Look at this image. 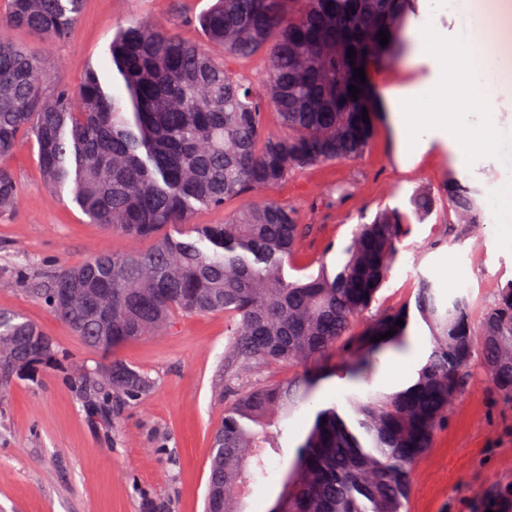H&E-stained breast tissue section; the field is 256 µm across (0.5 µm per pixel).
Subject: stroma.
Here are the masks:
<instances>
[{
    "instance_id": "stroma-1",
    "label": "stroma",
    "mask_w": 512,
    "mask_h": 512,
    "mask_svg": "<svg viewBox=\"0 0 512 512\" xmlns=\"http://www.w3.org/2000/svg\"><path fill=\"white\" fill-rule=\"evenodd\" d=\"M211 0H86L72 34L49 42L15 32L18 44L41 54L56 77L78 88L97 63L117 26L148 17L190 41H199L193 19ZM433 71L413 41L397 61L369 70L376 95L431 81ZM32 144L12 160L20 189L17 211L0 217V312L14 313L54 341L53 365L15 377L0 397V512H204L213 434L224 418V316L176 315L172 328L136 340L115 354L150 382L141 399L113 402L101 421L74 379L75 368L93 371L101 357L54 318L34 284L66 266L131 248L120 234L87 223L68 200L43 182ZM468 179L482 191V220L453 223L447 202L413 225L399 259L371 308L355 321L361 332L377 315L413 304L420 277L449 297L465 298L473 322L493 304L495 290L512 281V239L500 234L501 192L512 188V161L483 158L457 166L447 145L430 140L418 161L402 165L387 113L375 119L366 151L352 160L315 164L265 193L295 209L301 237L284 266L296 280L320 267L336 270L357 224L384 207H406L414 189L442 192L449 178ZM429 330L412 314L407 345L383 352L366 368L368 390L402 388L425 364ZM464 391L449 405L431 448L412 469L406 512H487L486 492L512 482V403L492 386L480 355H473ZM359 383L321 379L310 404L285 422L282 452L245 495L246 512H269L281 478L304 440L316 411L345 406Z\"/></svg>"
}]
</instances>
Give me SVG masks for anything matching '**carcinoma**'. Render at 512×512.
<instances>
[{"instance_id": "carcinoma-1", "label": "carcinoma", "mask_w": 512, "mask_h": 512, "mask_svg": "<svg viewBox=\"0 0 512 512\" xmlns=\"http://www.w3.org/2000/svg\"><path fill=\"white\" fill-rule=\"evenodd\" d=\"M83 6L84 0H6L0 10V215L19 206L11 160L28 140L49 188L90 223L136 243L62 269L33 289L57 320L108 360L92 377L77 374L95 394L144 395L149 381L110 361L112 352L165 333L177 313L224 314L228 377L260 362L308 366L298 380L241 395L227 391L232 400L213 441L206 512H242V492L265 471L267 449L281 447V423L327 369L357 376L370 357L403 343L408 307L380 315L359 334L351 328L388 278L409 226L433 214L437 197L419 188L406 208L380 209L358 225L336 272L324 267L295 281L286 279L284 265L302 224L288 205L261 200L222 224H194L192 217L200 208L258 195L299 168L359 157L378 107L353 67L395 56L409 20L419 17V0H214L198 17L199 43L133 18L74 92L11 32L64 39ZM258 54L266 58L259 89L225 64ZM351 85L361 89L356 99ZM267 107L288 134L265 133ZM446 201L455 223H480L478 188L453 178ZM174 225L190 230L164 233ZM142 240L153 247L140 249ZM415 307L433 340L425 364L397 391L351 396L347 410H318L268 512H405L412 467L466 386L476 336L493 387L512 401V283L498 289L478 328L464 298L444 297L425 277ZM401 318L404 325H396ZM390 330L395 334L373 341ZM335 351L339 361L330 365ZM55 355L35 325L0 314L1 387Z\"/></svg>"}]
</instances>
